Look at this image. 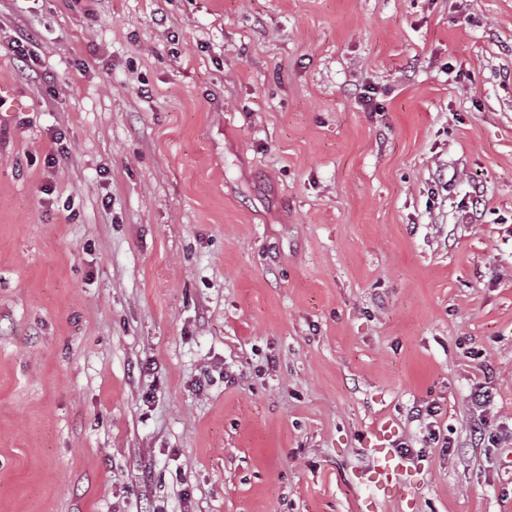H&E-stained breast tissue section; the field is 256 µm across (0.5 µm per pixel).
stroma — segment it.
<instances>
[{"mask_svg": "<svg viewBox=\"0 0 512 512\" xmlns=\"http://www.w3.org/2000/svg\"><path fill=\"white\" fill-rule=\"evenodd\" d=\"M0 84V512H512V0H0ZM371 479L380 485H391L398 470L402 467L399 457L390 448H370Z\"/></svg>", "mask_w": 512, "mask_h": 512, "instance_id": "obj_1", "label": "stroma"}]
</instances>
